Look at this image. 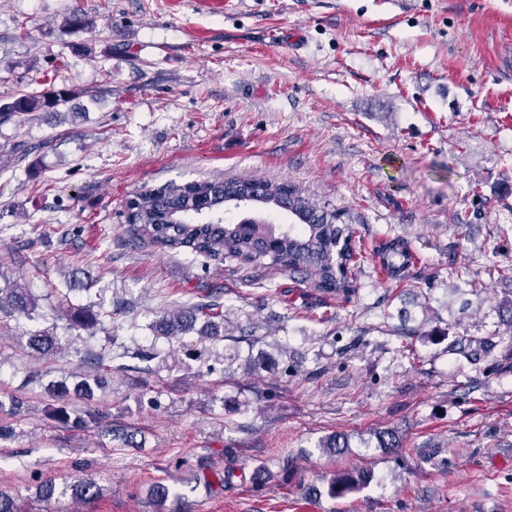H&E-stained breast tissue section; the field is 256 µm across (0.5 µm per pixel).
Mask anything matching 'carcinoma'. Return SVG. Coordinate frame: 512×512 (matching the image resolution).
<instances>
[{"mask_svg": "<svg viewBox=\"0 0 512 512\" xmlns=\"http://www.w3.org/2000/svg\"><path fill=\"white\" fill-rule=\"evenodd\" d=\"M92 25L88 16L78 12L64 22V27L71 32L86 30ZM70 99L71 91L67 88L19 93L0 105V116L26 119L35 112L57 111ZM232 183L244 189L249 184L260 188L262 195L256 203L269 209H280L282 200H288L287 212L295 217V222L286 228L273 224L266 228L278 240L275 250L265 249L261 240L246 235L237 224H224L220 218L209 222L199 214L183 209V198L191 199L200 194L208 198L215 215L233 208L234 204L224 194V182L221 180L169 184L139 194L132 221L136 236L160 248L203 254L217 263L233 257L246 265L299 273L326 297L348 300L357 294L354 267L358 253L346 211L328 202H319L303 188L288 182L238 178ZM377 256L382 269L391 277L400 275L412 261V254L401 239L382 242ZM36 308L35 296L28 288L17 284L0 287V311L29 316ZM66 317L71 328L92 332L102 323L104 313L90 306H77L69 308ZM194 321L192 315L173 314L161 320L160 332L169 339H177L192 329ZM29 347L40 355H57L64 350L60 338L48 330L29 336ZM53 416L66 428H82L90 422L98 424L102 419L91 409L81 414L79 410L65 406L55 408ZM321 447L329 455L339 456L349 444L347 438L334 435L323 440ZM358 487L359 480L348 470L334 473L328 483L333 498L343 497ZM72 491L79 498H93L100 494V488L89 478L76 482Z\"/></svg>", "mask_w": 512, "mask_h": 512, "instance_id": "cac0c4a2", "label": "carcinoma"}]
</instances>
